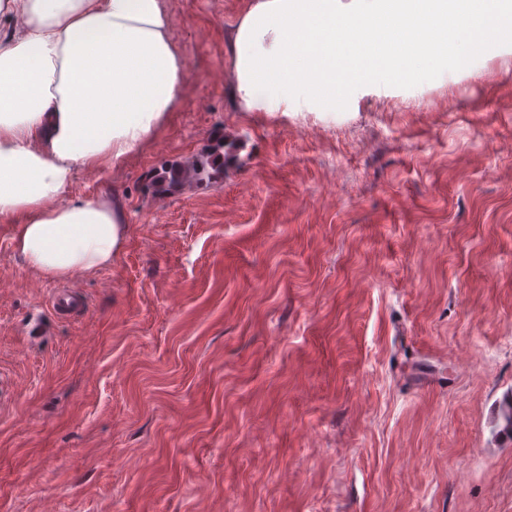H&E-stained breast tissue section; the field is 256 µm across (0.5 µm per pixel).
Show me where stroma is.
<instances>
[{
    "label": "stroma",
    "mask_w": 512,
    "mask_h": 512,
    "mask_svg": "<svg viewBox=\"0 0 512 512\" xmlns=\"http://www.w3.org/2000/svg\"><path fill=\"white\" fill-rule=\"evenodd\" d=\"M163 2L183 103L68 189L122 203L111 266L43 279L0 223V512H512V38L442 84L243 112L245 0ZM82 307L81 298L75 292L69 290L57 291L52 298V309L57 316L68 315L81 310Z\"/></svg>",
    "instance_id": "stroma-1"
}]
</instances>
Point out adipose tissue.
<instances>
[{
	"label": "adipose tissue",
	"mask_w": 512,
	"mask_h": 512,
	"mask_svg": "<svg viewBox=\"0 0 512 512\" xmlns=\"http://www.w3.org/2000/svg\"><path fill=\"white\" fill-rule=\"evenodd\" d=\"M246 0L228 46L242 111L337 98L394 80L367 51L379 29L412 40L407 76L448 77V0ZM162 0H0V221L48 280L111 265L125 242L118 200L67 198L80 168L121 165L182 101L186 60Z\"/></svg>",
	"instance_id": "ef3b65f1"
}]
</instances>
